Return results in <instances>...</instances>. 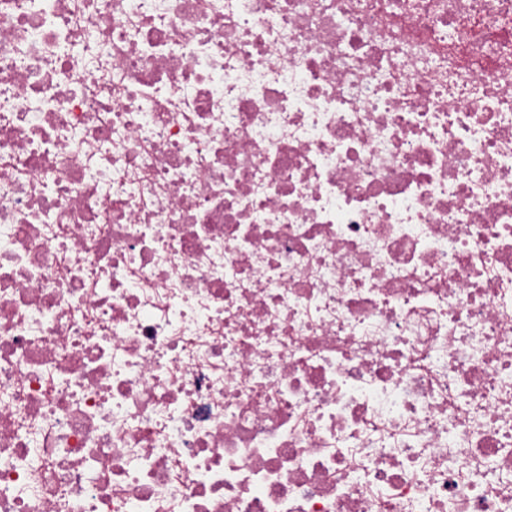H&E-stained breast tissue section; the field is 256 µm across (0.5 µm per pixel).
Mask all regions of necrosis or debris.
Wrapping results in <instances>:
<instances>
[{
    "label": "necrosis or debris",
    "instance_id": "1",
    "mask_svg": "<svg viewBox=\"0 0 512 512\" xmlns=\"http://www.w3.org/2000/svg\"><path fill=\"white\" fill-rule=\"evenodd\" d=\"M0 512H512V0H0Z\"/></svg>",
    "mask_w": 512,
    "mask_h": 512
}]
</instances>
